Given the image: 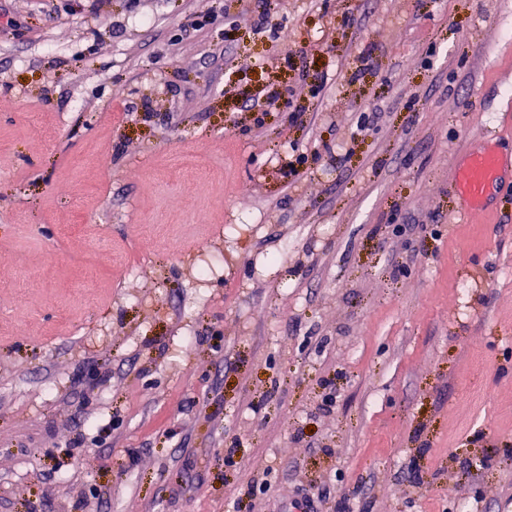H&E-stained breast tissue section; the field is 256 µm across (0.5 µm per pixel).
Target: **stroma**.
Segmentation results:
<instances>
[{"label": "stroma", "instance_id": "obj_1", "mask_svg": "<svg viewBox=\"0 0 512 512\" xmlns=\"http://www.w3.org/2000/svg\"><path fill=\"white\" fill-rule=\"evenodd\" d=\"M4 13L0 512H512V0ZM502 162L491 154L477 155L463 169L461 176V210L481 203L489 190L502 182Z\"/></svg>", "mask_w": 512, "mask_h": 512}]
</instances>
